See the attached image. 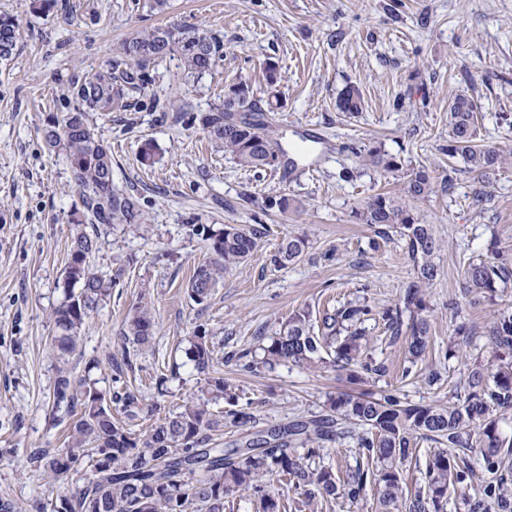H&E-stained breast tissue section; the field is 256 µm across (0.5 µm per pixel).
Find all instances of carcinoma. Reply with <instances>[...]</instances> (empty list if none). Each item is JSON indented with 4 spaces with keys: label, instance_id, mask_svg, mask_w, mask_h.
I'll return each instance as SVG.
<instances>
[{
    "label": "carcinoma",
    "instance_id": "carcinoma-1",
    "mask_svg": "<svg viewBox=\"0 0 512 512\" xmlns=\"http://www.w3.org/2000/svg\"><path fill=\"white\" fill-rule=\"evenodd\" d=\"M18 20L0 13V61L17 50ZM224 43L215 34L195 27L170 25L133 34L121 42L112 58L96 74L67 87L72 109L61 121L43 130L46 144L66 152L74 183L87 216L99 224L131 222L138 201L112 183V155L87 121L89 112H114L127 107L133 94L145 89L152 73L175 55L183 63V78L197 82L223 57ZM267 111L279 103L281 75L269 64ZM340 111L362 110L358 89H346L337 100ZM252 88L242 82L224 88L222 103L204 116L208 136L233 155L248 171L275 167L282 152L266 126L249 117L258 112ZM477 104L459 94L448 106V157H459L468 169L484 176L508 162L496 144H476ZM360 165L395 173L401 159L373 146L358 153ZM434 193L428 172L411 174L399 195L377 193L353 211L360 224L376 228L383 238L394 233L405 240L416 263V278L381 319L389 341L404 340L403 378L424 377L442 385L437 369H420L430 344V308L426 298L439 275L435 259L442 244L434 226L424 224L411 203ZM299 208L287 195L268 196L261 210L282 214ZM212 259L194 268L186 294L196 305L211 300L224 272L248 259L258 244L257 231L229 224L213 230L202 227ZM100 234L76 230L65 268L64 299L52 313L57 335L53 349L58 358L74 352L83 325L110 295L122 274H104L91 264L101 249ZM307 240L283 236L270 262L283 267L300 259ZM512 281V263L506 260L473 261L464 272L462 292L470 303L494 301L497 288ZM373 316L367 302L349 300L323 315L320 325L302 310L288 316L273 336L260 338L254 349L237 357L240 370L273 373L284 365L309 370L330 369L349 379H379L385 366L374 357L365 322ZM155 332L152 307L146 296L129 310L123 336L131 353L151 346ZM484 338L490 358L467 366L463 393L448 404H411L400 389L385 386L360 394L340 392L323 402L320 412L294 418L266 430L247 432L231 448L213 446L214 433L240 430L257 422L252 402L243 401L214 361V348L203 328L191 336L187 355L195 369L206 375L200 389L182 399L176 411L161 414V397L168 376L156 379L159 398L144 403L140 391L125 380L123 367L113 369L112 392L97 388L91 372L99 368L88 361L78 378L65 364L56 367L53 412L57 421L70 420L65 446L36 450L32 464L53 478L79 476L81 486L50 503L51 512H224V499L233 492L254 497L255 512H319L323 499L342 498L351 504L362 500L368 487L376 489L378 512H446L449 500L456 512H512V437L501 423L512 420V307L498 309ZM153 417L139 432L134 421ZM437 444L421 472L424 488L411 495L402 478V466L416 457L415 440ZM351 439L356 465L340 474L323 463L326 445ZM478 458L479 468L471 459ZM284 480L296 497L283 502L274 481Z\"/></svg>",
    "mask_w": 512,
    "mask_h": 512
}]
</instances>
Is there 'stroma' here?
Listing matches in <instances>:
<instances>
[{
	"label": "stroma",
	"instance_id": "35a3bbf8",
	"mask_svg": "<svg viewBox=\"0 0 512 512\" xmlns=\"http://www.w3.org/2000/svg\"><path fill=\"white\" fill-rule=\"evenodd\" d=\"M68 3V12L47 13L37 0H0V12L21 26L16 54L0 64V495L29 506L77 486L76 478L52 479L29 462L32 449L61 447L65 436L51 411L52 311L64 298L73 221L85 215L65 155L48 150L41 131L70 110L71 80L95 74L126 35L159 25H197L220 35L224 58L188 85L180 58L166 60L134 106L89 117L110 148L114 185L138 198L141 216L99 228L95 267L123 275L68 356L73 374L82 376L94 356L122 360V325L145 294L156 322L153 349L135 356L127 379L151 400L152 377L168 374L167 410L200 385L185 354L198 326L212 338L225 378L252 400L257 429L319 411L330 394L361 391L333 371L283 366L251 375L228 354L273 335L302 309L318 318L350 299L377 311L396 302L415 277L406 244L355 223L352 209L376 193L399 191L405 174L424 169L436 191L414 208L443 242L427 295L426 361L449 368L450 383L402 378V344H389L381 320L366 326L387 367L380 385L399 387L411 403L447 402L463 385L465 361L487 359L483 334L495 308L512 306V282L491 304L460 298L469 262L494 252L512 261V164L485 181L444 150L448 106L464 93L478 106L479 142L512 151V0H166L158 10L151 0ZM270 62L282 75L275 112L265 109ZM237 82L252 86L286 152L274 169L243 170L202 125L225 85ZM351 85L364 108L350 118L336 102ZM148 140L156 149L150 167L138 160ZM373 145L400 157L401 172L361 169L356 153ZM281 194L302 200V208L263 212L246 201ZM202 224L267 228L205 307L185 293L194 268L210 256L195 232ZM287 233L307 239L306 253L273 267L269 256ZM452 300L458 310L449 309ZM460 327L474 341L462 346V361L452 362L448 338Z\"/></svg>",
	"mask_w": 512,
	"mask_h": 512
}]
</instances>
